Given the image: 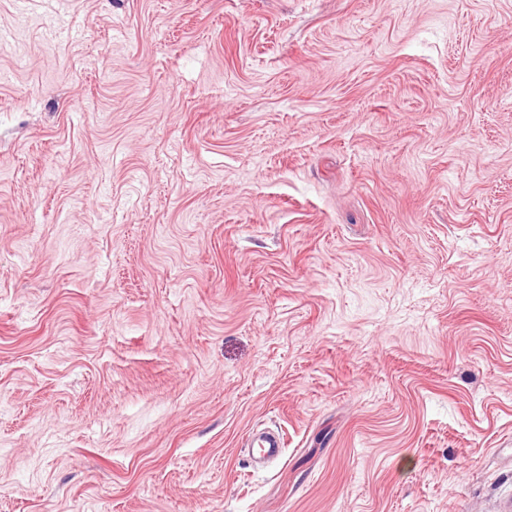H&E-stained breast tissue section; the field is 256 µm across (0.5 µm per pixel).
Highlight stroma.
Listing matches in <instances>:
<instances>
[{
	"label": "stroma",
	"instance_id": "obj_1",
	"mask_svg": "<svg viewBox=\"0 0 512 512\" xmlns=\"http://www.w3.org/2000/svg\"><path fill=\"white\" fill-rule=\"evenodd\" d=\"M0 512H512V0H0Z\"/></svg>",
	"mask_w": 512,
	"mask_h": 512
}]
</instances>
